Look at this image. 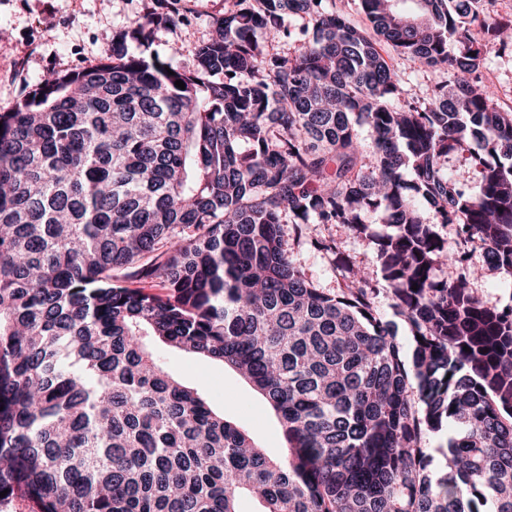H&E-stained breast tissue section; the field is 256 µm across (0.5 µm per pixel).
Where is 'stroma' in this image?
<instances>
[{
    "instance_id": "35a3bbf8",
    "label": "stroma",
    "mask_w": 512,
    "mask_h": 512,
    "mask_svg": "<svg viewBox=\"0 0 512 512\" xmlns=\"http://www.w3.org/2000/svg\"><path fill=\"white\" fill-rule=\"evenodd\" d=\"M235 0H181L184 22L159 28L150 50L171 56L173 66L189 63L192 49L208 38L212 23L233 9ZM153 0H0V113L12 111L50 72L64 73L97 64L111 55L117 30L130 26ZM178 55H171V48ZM481 77L495 101L512 112V48L490 49ZM289 252L316 287L341 288L340 263L347 260L376 271L373 243L341 224L310 225L305 236L283 227ZM333 240L338 252L316 248L315 240ZM160 361L185 385L197 389L210 404L236 422L269 453H280L286 441L266 400L222 363L160 345Z\"/></svg>"
}]
</instances>
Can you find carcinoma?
<instances>
[{"mask_svg": "<svg viewBox=\"0 0 512 512\" xmlns=\"http://www.w3.org/2000/svg\"><path fill=\"white\" fill-rule=\"evenodd\" d=\"M174 2L0 113V503L512 512V305L487 304L467 266L478 248L512 277V112L478 73L509 25L480 0H360L370 36L320 0H236L181 68L129 52L182 20ZM283 40L299 53L268 51ZM384 45L438 74L427 97L406 99ZM453 153L475 189L447 172ZM370 211L392 232L372 234ZM284 224L370 237L383 289L351 264L338 291L314 287ZM156 343L249 381L286 452L170 374ZM443 431L436 475L423 443Z\"/></svg>", "mask_w": 512, "mask_h": 512, "instance_id": "1", "label": "carcinoma"}]
</instances>
